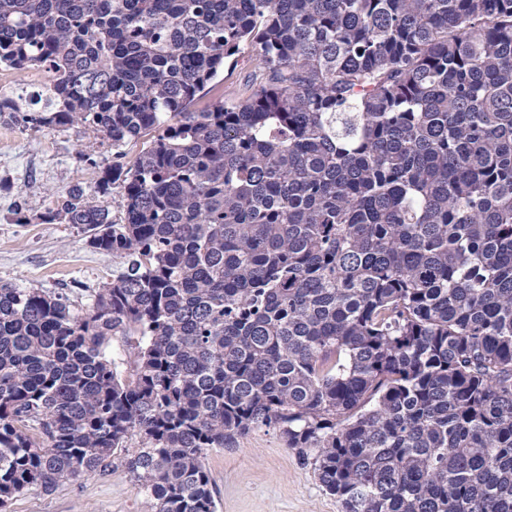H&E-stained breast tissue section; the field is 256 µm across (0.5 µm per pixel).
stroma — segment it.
<instances>
[{"mask_svg":"<svg viewBox=\"0 0 512 512\" xmlns=\"http://www.w3.org/2000/svg\"><path fill=\"white\" fill-rule=\"evenodd\" d=\"M257 63L249 50L224 63L201 93L196 110L217 97L250 94ZM141 143L113 149L91 125L22 126L0 122V284L55 291L69 289L75 304L86 291L109 283L124 268L120 256L98 252L74 225L48 220L59 196L73 185L94 191L103 168L132 163ZM216 512H343L312 470L287 448L279 433L258 429L236 437L205 458ZM0 512H151L124 467L111 476H84L51 494L30 491Z\"/></svg>","mask_w":512,"mask_h":512,"instance_id":"stroma-1","label":"stroma"}]
</instances>
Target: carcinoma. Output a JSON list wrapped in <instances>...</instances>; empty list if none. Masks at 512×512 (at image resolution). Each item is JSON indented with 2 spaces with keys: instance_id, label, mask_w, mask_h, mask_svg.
Wrapping results in <instances>:
<instances>
[{
  "instance_id": "obj_1",
  "label": "carcinoma",
  "mask_w": 512,
  "mask_h": 512,
  "mask_svg": "<svg viewBox=\"0 0 512 512\" xmlns=\"http://www.w3.org/2000/svg\"><path fill=\"white\" fill-rule=\"evenodd\" d=\"M0 65L51 83L1 121L149 137L124 223L49 212L111 283L0 284V508L119 463L216 512L206 453L266 428L345 512H512V0H0ZM258 70L252 53L244 49L224 62V71L212 85L200 94L194 109L200 111L210 106L224 92V100L247 97L253 87V79Z\"/></svg>"
}]
</instances>
